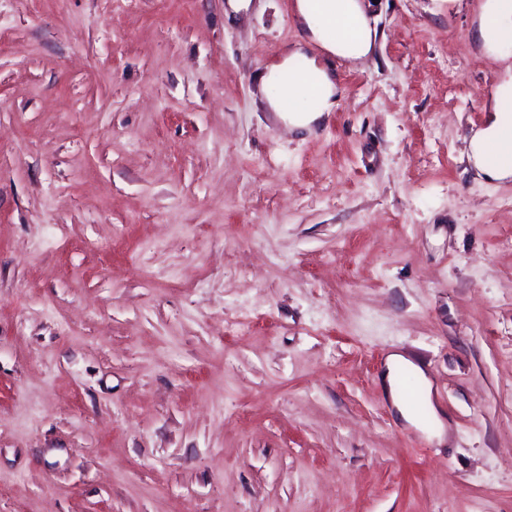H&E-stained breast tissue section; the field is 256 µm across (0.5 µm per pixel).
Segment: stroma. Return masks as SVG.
I'll return each instance as SVG.
<instances>
[{
	"label": "stroma",
	"instance_id": "obj_1",
	"mask_svg": "<svg viewBox=\"0 0 512 512\" xmlns=\"http://www.w3.org/2000/svg\"><path fill=\"white\" fill-rule=\"evenodd\" d=\"M296 2L0 0V512H512L484 0H364L301 133L259 85ZM386 371L382 375L383 385L385 387L387 396L389 397L392 405L399 413L400 417L411 426L417 429L426 431L429 435L438 438L440 441L445 434V423L443 419L431 406V412L434 417V422L430 427H425L417 420L413 409L404 399L400 384L399 376L405 367H409L411 371L418 377L422 385L424 393V400H427L431 383L425 370L409 358H406L400 353H391L385 363Z\"/></svg>",
	"mask_w": 512,
	"mask_h": 512
}]
</instances>
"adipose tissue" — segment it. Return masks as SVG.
<instances>
[{"label": "adipose tissue", "instance_id": "ef3b65f1", "mask_svg": "<svg viewBox=\"0 0 512 512\" xmlns=\"http://www.w3.org/2000/svg\"><path fill=\"white\" fill-rule=\"evenodd\" d=\"M298 20L307 41L333 56L357 62L372 50L374 34L361 0H298ZM476 37L488 53L512 55V0H484ZM259 83L267 108L297 129L311 128L337 101L335 78L300 44L286 49L281 62L263 72ZM470 158L488 179L512 178V110H495L492 123L472 136ZM385 367L382 381L392 405L408 425H417L399 376L411 369L427 390L431 383L425 370L400 353L390 354Z\"/></svg>", "mask_w": 512, "mask_h": 512}]
</instances>
